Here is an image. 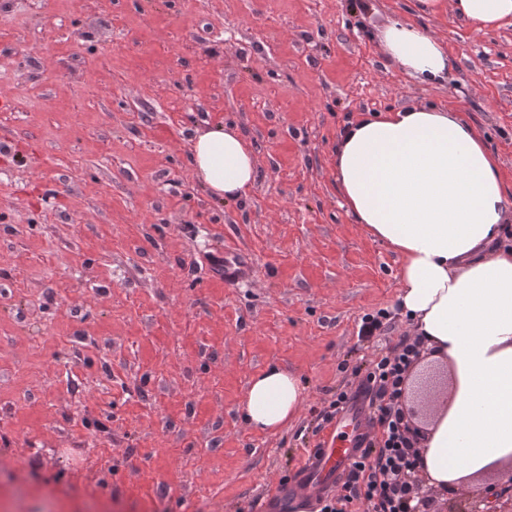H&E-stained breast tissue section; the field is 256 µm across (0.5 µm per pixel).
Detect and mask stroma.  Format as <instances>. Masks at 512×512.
<instances>
[{
	"label": "stroma",
	"mask_w": 512,
	"mask_h": 512,
	"mask_svg": "<svg viewBox=\"0 0 512 512\" xmlns=\"http://www.w3.org/2000/svg\"><path fill=\"white\" fill-rule=\"evenodd\" d=\"M394 19L414 0H0V507L280 512L354 366L408 333L399 257L341 205L339 131L464 113L512 202V27L431 19L455 66L425 84L382 54ZM220 123L258 169L228 203L189 172ZM227 244L253 259L234 285L209 271ZM271 365L307 398L263 433L240 409ZM389 315V312L383 309L379 310L376 315H365L359 329V337L370 339L381 335L382 332L388 329L389 322L384 321L390 320Z\"/></svg>",
	"instance_id": "obj_1"
}]
</instances>
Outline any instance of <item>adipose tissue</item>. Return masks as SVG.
Segmentation results:
<instances>
[{"label":"adipose tissue","mask_w":512,"mask_h":512,"mask_svg":"<svg viewBox=\"0 0 512 512\" xmlns=\"http://www.w3.org/2000/svg\"><path fill=\"white\" fill-rule=\"evenodd\" d=\"M421 15L444 10L476 33L512 26V0H417ZM385 57L421 82L442 80L454 61L420 24L391 21L378 35ZM191 171L218 199L248 195L252 148L230 126L197 132ZM336 185L355 223L402 259L399 307L413 335L448 368L446 399L431 413L420 474L441 491L474 490L512 465V221L499 161L455 112L413 106L350 123L336 145ZM305 386L293 371L251 378L246 425L275 433L293 419Z\"/></svg>","instance_id":"obj_1"}]
</instances>
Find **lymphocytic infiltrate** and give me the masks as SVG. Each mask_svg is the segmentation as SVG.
I'll use <instances>...</instances> for the list:
<instances>
[{
	"mask_svg": "<svg viewBox=\"0 0 512 512\" xmlns=\"http://www.w3.org/2000/svg\"><path fill=\"white\" fill-rule=\"evenodd\" d=\"M420 353L416 340L401 339L376 357L356 389L337 394L327 411L333 420L357 398L368 402L371 432L361 436L357 454L336 493L318 497L319 512H349L361 501L363 512H414L419 431L411 429L400 407L410 367Z\"/></svg>",
	"mask_w": 512,
	"mask_h": 512,
	"instance_id": "lymphocytic-infiltrate-1",
	"label": "lymphocytic infiltrate"
}]
</instances>
